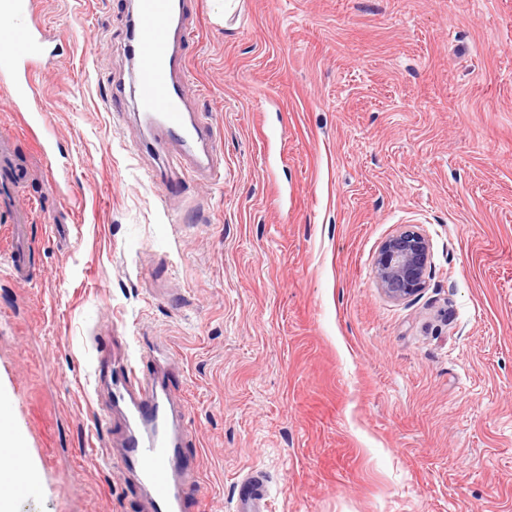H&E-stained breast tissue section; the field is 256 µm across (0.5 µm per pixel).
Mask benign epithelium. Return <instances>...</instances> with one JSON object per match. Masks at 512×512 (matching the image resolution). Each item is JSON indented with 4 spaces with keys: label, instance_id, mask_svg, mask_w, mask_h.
I'll return each instance as SVG.
<instances>
[{
    "label": "benign epithelium",
    "instance_id": "obj_1",
    "mask_svg": "<svg viewBox=\"0 0 512 512\" xmlns=\"http://www.w3.org/2000/svg\"><path fill=\"white\" fill-rule=\"evenodd\" d=\"M430 244L419 231L406 229L387 239L376 262L380 287L395 300L415 294L424 284Z\"/></svg>",
    "mask_w": 512,
    "mask_h": 512
}]
</instances>
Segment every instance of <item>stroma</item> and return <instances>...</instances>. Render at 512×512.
Masks as SVG:
<instances>
[{
    "label": "stroma",
    "mask_w": 512,
    "mask_h": 512,
    "mask_svg": "<svg viewBox=\"0 0 512 512\" xmlns=\"http://www.w3.org/2000/svg\"><path fill=\"white\" fill-rule=\"evenodd\" d=\"M36 2L63 37L37 83L69 182L49 198L0 92L37 267L0 275V400L38 488L12 512H141L95 371L149 346L191 424L188 512H235L253 469L268 512H512V0H184L224 178L166 200L132 146L130 0ZM405 228L430 263L395 300L376 258Z\"/></svg>",
    "instance_id": "35a3bbf8"
}]
</instances>
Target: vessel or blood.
Wrapping results in <instances>:
<instances>
[{"label": "vessel or blood", "mask_w": 512, "mask_h": 512, "mask_svg": "<svg viewBox=\"0 0 512 512\" xmlns=\"http://www.w3.org/2000/svg\"><path fill=\"white\" fill-rule=\"evenodd\" d=\"M175 9L174 0H139L128 39L136 106L163 155L152 181L165 198L186 173L211 180L223 175L212 124L185 107V57L193 37L176 22ZM54 40L36 17L35 0H0V90L22 122L42 132L52 119L37 94L36 76L57 64ZM23 174L13 136L1 133L0 221L12 227L9 270L20 280L31 276L33 254L28 217L17 205ZM165 364L163 354L144 350L138 361L109 366L111 404L124 415L123 448L110 462L132 473L149 512H187L194 494L184 481L188 421L173 399ZM242 483L239 512H266L264 477L252 471Z\"/></svg>", "instance_id": "b4317fda"}]
</instances>
